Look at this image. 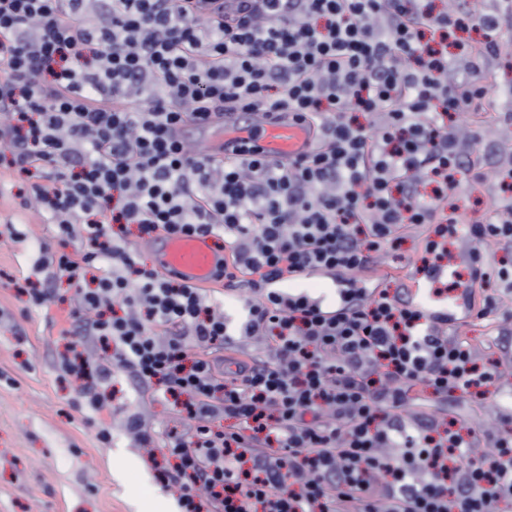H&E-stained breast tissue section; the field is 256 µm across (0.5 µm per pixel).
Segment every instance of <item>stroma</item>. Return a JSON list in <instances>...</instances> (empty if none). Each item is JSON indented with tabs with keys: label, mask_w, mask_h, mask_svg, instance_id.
Segmentation results:
<instances>
[{
	"label": "stroma",
	"mask_w": 512,
	"mask_h": 512,
	"mask_svg": "<svg viewBox=\"0 0 512 512\" xmlns=\"http://www.w3.org/2000/svg\"><path fill=\"white\" fill-rule=\"evenodd\" d=\"M503 53L488 61L482 109L462 115L475 130L470 168L461 170L465 222L491 220L500 201L502 165L512 163V28L502 31ZM482 182H474V173ZM13 175L0 163V512H180V491L155 478L149 451L125 430L127 414L140 412L148 427L162 431L176 419L173 409L117 375L104 398L91 406L78 381L62 377L59 359L72 338L75 286L50 275V299L38 305L18 289L34 278L45 254L74 252L78 240L61 245L56 225L23 209ZM400 250H382L374 273L390 272L397 288L418 275L413 229ZM459 333L480 352L512 362V310L486 325L466 319ZM496 400L481 405L454 402L448 417L476 429L495 426L512 414V374L498 385ZM109 440H102V431Z\"/></svg>",
	"instance_id": "obj_1"
}]
</instances>
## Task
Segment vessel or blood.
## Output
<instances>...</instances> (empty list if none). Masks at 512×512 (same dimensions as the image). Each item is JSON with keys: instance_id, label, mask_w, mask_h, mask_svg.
Returning <instances> with one entry per match:
<instances>
[{"instance_id": "vessel-or-blood-1", "label": "vessel or blood", "mask_w": 512, "mask_h": 512, "mask_svg": "<svg viewBox=\"0 0 512 512\" xmlns=\"http://www.w3.org/2000/svg\"><path fill=\"white\" fill-rule=\"evenodd\" d=\"M186 136L199 153L224 160L239 156L249 145L263 156L285 161L307 154L317 140L314 125L292 114L240 110L226 112L211 123L188 127ZM146 247L154 255L160 273L177 276L196 288L220 286L218 274L224 267V254L211 238L161 233Z\"/></svg>"}]
</instances>
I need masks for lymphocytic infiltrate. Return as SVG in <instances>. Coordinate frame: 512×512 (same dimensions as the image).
I'll use <instances>...</instances> for the list:
<instances>
[{
  "mask_svg": "<svg viewBox=\"0 0 512 512\" xmlns=\"http://www.w3.org/2000/svg\"><path fill=\"white\" fill-rule=\"evenodd\" d=\"M511 20L512 0H0V152L22 207L79 238L48 263L77 285L71 335L108 354L61 370L88 393L120 369L174 408L157 478L183 512H512V433L481 452L428 412L484 403L504 363L365 277L408 226L433 280L451 243L512 247V200L486 224L447 213L475 143L450 120L485 98L478 62ZM236 108L295 113L318 143L219 161L181 138ZM132 228L212 236L228 288L163 276ZM311 271L343 282L336 303L281 291ZM246 288L234 332L224 299Z\"/></svg>",
  "mask_w": 512,
  "mask_h": 512,
  "instance_id": "1",
  "label": "lymphocytic infiltrate"
}]
</instances>
